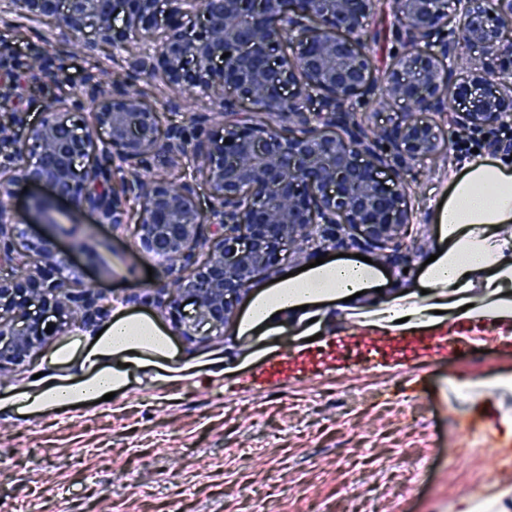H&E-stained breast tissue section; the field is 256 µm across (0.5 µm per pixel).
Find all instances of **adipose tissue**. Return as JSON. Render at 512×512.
Returning <instances> with one entry per match:
<instances>
[{"label": "adipose tissue", "instance_id": "obj_1", "mask_svg": "<svg viewBox=\"0 0 512 512\" xmlns=\"http://www.w3.org/2000/svg\"><path fill=\"white\" fill-rule=\"evenodd\" d=\"M440 251L419 272L416 289L393 290L390 273L354 257H338L249 292L231 333L255 340L242 361L224 351L185 355L153 315L116 307L101 336L80 334L49 350L41 377L21 390L0 393V414L40 420L88 407L105 394L143 383L179 384L201 376L222 377L263 364L279 337L336 334V309L357 292L386 288L376 306L351 308L355 322L385 330L444 324L480 328L512 325V164L489 157L465 163L448 183L436 209Z\"/></svg>", "mask_w": 512, "mask_h": 512}]
</instances>
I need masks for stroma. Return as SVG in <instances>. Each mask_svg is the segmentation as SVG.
I'll return each mask as SVG.
<instances>
[{
	"label": "stroma",
	"instance_id": "obj_1",
	"mask_svg": "<svg viewBox=\"0 0 512 512\" xmlns=\"http://www.w3.org/2000/svg\"><path fill=\"white\" fill-rule=\"evenodd\" d=\"M392 0H376L363 20L375 73L393 65ZM0 116L20 113L25 127L39 124L45 100L90 124L96 109L86 97L88 73L115 75L111 57L76 46L63 21L43 28L0 24ZM468 68L448 85V103L468 106L481 94L473 75L484 56L468 44ZM45 53L65 76L61 85H33L24 63ZM81 101L73 110V101ZM147 104L174 119L211 115L208 145L224 144V126L213 96L199 89L153 82ZM366 125L382 129L412 112V104L357 101ZM452 150L414 164L406 176L404 206L417 229L413 251L387 268L400 286H415L420 264L439 238L433 212L451 175L473 153L502 160L500 130L453 133L450 115L430 113ZM51 199L55 223L30 207ZM19 214L34 238L51 240L66 254L70 282L97 288L108 307L156 316L188 355L224 349L237 357L252 341L229 331L183 336L173 311L158 294L175 297L180 284L158 259L140 248L130 230L99 223L97 215L54 196L49 188H16L0 206ZM84 237L96 254L71 251ZM467 379L460 389L459 379ZM245 374L169 388L142 385L112 404L27 421L0 415V512H457L461 500L490 496L512 486V337L496 332L475 340L464 356L419 359L407 366L357 367L342 376L324 372L275 386L246 385ZM507 452L494 454L495 444Z\"/></svg>",
	"mask_w": 512,
	"mask_h": 512
}]
</instances>
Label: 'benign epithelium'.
Returning <instances> with one entry per match:
<instances>
[{
    "label": "benign epithelium",
    "instance_id": "1",
    "mask_svg": "<svg viewBox=\"0 0 512 512\" xmlns=\"http://www.w3.org/2000/svg\"><path fill=\"white\" fill-rule=\"evenodd\" d=\"M6 0L17 18L35 25L62 19L78 45H103L115 63L128 65V81L107 87L90 78L94 126L80 129L47 108L38 125L18 137L22 116L0 121V194L18 184L46 185L99 216L100 223H129V202L139 204L140 246L177 275L192 300L183 335L207 325L220 331L232 298L254 276L272 270L293 246L372 250L402 259L409 215L403 207L405 176L415 162L435 155L440 141L424 117L446 108L448 84L466 42L494 57L473 81L491 91L461 111L453 125L483 132L503 120L502 98L512 84L488 74H512V0H451L461 27L451 25L443 0H392L399 45L394 67L374 75L362 35L371 0ZM123 14V26L115 25ZM199 23L195 36L183 32ZM161 29L164 41L129 56L133 32ZM293 48L288 55L284 46ZM33 79L62 82L41 53L30 57ZM190 84L220 95V115L233 149L212 151L206 128L164 125L144 100L139 82ZM410 102L417 112L389 129L365 127L352 111L363 97ZM34 152L33 166L19 163ZM186 157L208 184L209 210L197 205L196 181L173 185L148 180V158ZM86 161L79 170L76 162ZM25 258L20 274L0 278V372L31 358L45 340L27 305L66 312L83 328L101 311L93 288H71L62 276L67 256L44 239L27 237L20 221L0 208V258Z\"/></svg>",
    "mask_w": 512,
    "mask_h": 512
}]
</instances>
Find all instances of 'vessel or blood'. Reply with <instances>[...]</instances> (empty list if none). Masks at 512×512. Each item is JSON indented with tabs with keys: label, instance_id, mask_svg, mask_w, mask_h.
I'll use <instances>...</instances> for the list:
<instances>
[{
	"label": "vessel or blood",
	"instance_id": "b4317fda",
	"mask_svg": "<svg viewBox=\"0 0 512 512\" xmlns=\"http://www.w3.org/2000/svg\"><path fill=\"white\" fill-rule=\"evenodd\" d=\"M469 348V341L456 331L419 329L406 338H373L368 331L361 329L351 335L336 336L329 345L284 352L269 359L262 369L260 381L269 385L291 375H305L331 368L344 370L356 364L442 358L452 353L467 352Z\"/></svg>",
	"mask_w": 512,
	"mask_h": 512
}]
</instances>
